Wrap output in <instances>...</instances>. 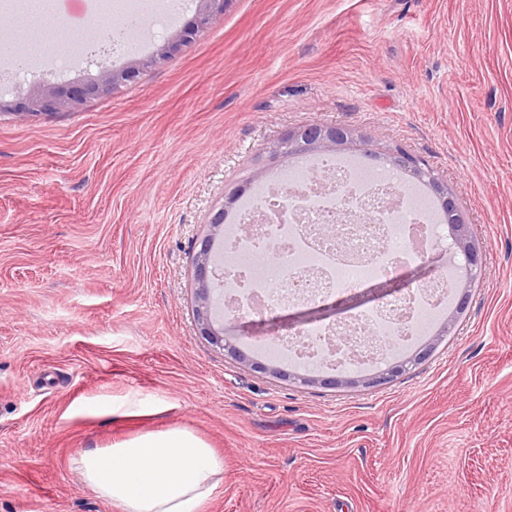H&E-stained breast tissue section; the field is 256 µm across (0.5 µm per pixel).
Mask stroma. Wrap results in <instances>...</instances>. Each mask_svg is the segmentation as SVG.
Masks as SVG:
<instances>
[{
  "label": "stroma",
  "mask_w": 512,
  "mask_h": 512,
  "mask_svg": "<svg viewBox=\"0 0 512 512\" xmlns=\"http://www.w3.org/2000/svg\"><path fill=\"white\" fill-rule=\"evenodd\" d=\"M56 2L47 31L116 22ZM316 123L421 157L484 246L436 352L376 387L283 381L272 330L240 362L193 321L208 214ZM172 427L224 461L204 512H512V0H234L115 93L0 114V512H122L80 456Z\"/></svg>",
  "instance_id": "35a3bbf8"
}]
</instances>
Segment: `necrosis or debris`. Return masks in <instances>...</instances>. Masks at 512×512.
Masks as SVG:
<instances>
[{
	"label": "necrosis or debris",
	"mask_w": 512,
	"mask_h": 512,
	"mask_svg": "<svg viewBox=\"0 0 512 512\" xmlns=\"http://www.w3.org/2000/svg\"><path fill=\"white\" fill-rule=\"evenodd\" d=\"M186 0H113L112 10L122 15L121 28L103 29V39L122 51L135 47L134 25L150 13L160 27L173 25ZM433 210L421 195L400 198L397 179L388 172H373L360 164L319 157L260 186L255 199L238 219L257 225L256 237L245 240L237 232L224 235L223 251L235 256L228 272L234 287L225 289L222 309L239 301L281 312L321 300L331 293L348 296L378 279L424 261L414 249L413 226H424L428 238L443 242L448 227L432 221ZM332 228L330 236L320 225ZM434 284L411 288L389 303L351 309L337 323L309 322L284 338L279 350L286 362L315 369H363L413 343L429 319L444 311L452 296L451 276L436 271ZM353 337L343 347V337Z\"/></svg>",
	"instance_id": "obj_1"
}]
</instances>
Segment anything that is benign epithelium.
<instances>
[{
	"mask_svg": "<svg viewBox=\"0 0 512 512\" xmlns=\"http://www.w3.org/2000/svg\"><path fill=\"white\" fill-rule=\"evenodd\" d=\"M232 2L233 0H195V12L192 19L181 29L164 37L156 45L151 55L133 59L121 70L104 67L99 70L97 76L84 81L64 84L40 82L33 85L21 97L11 101L0 100V112L14 114L71 112L80 108L89 98L111 94L121 86L136 81L142 71L174 58L182 47L190 43L200 32L220 22ZM356 140L364 142L366 138L361 134L355 135V132L349 128L334 124H310L287 132L275 146L274 155L286 162L299 153L335 154ZM379 158L390 168L407 175L409 180H428L438 195V202L445 216L448 221L453 223L452 244L455 253L466 261V274L462 278H455L452 284L454 294L458 296V299L454 309L448 315V323L451 324L463 314L469 292L482 275L484 269L482 242L474 236L471 225L467 223L461 212L455 194L448 188L447 181L400 147L384 150L379 154ZM245 192L244 188L236 189L234 193L225 198L224 205L208 217L206 224L209 226V232L201 239L200 249L196 253L194 261L195 306L193 317L197 331L211 345L228 350L238 358L243 357L242 351L227 343L224 338V329L215 327L214 303L218 294L226 288L227 283L224 281V273L220 272V266L211 254V245L215 240V235L224 232V212L228 211L238 196ZM395 292H400V289L394 288L391 282L385 281L373 285L366 294L340 298L330 303L323 302L318 305L296 307L292 313L288 314V326L296 330L301 325L326 316L336 309L345 312L352 307L371 301L382 303ZM439 342L440 339L435 338L401 364L382 369L365 377L340 374L322 380L314 376H298L296 380L307 385L321 382L333 387L336 385L373 387L386 384L404 370L407 364L430 355Z\"/></svg>",
	"mask_w": 512,
	"mask_h": 512,
	"instance_id": "7a95c632",
	"label": "benign epithelium"
}]
</instances>
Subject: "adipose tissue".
<instances>
[{"mask_svg":"<svg viewBox=\"0 0 512 512\" xmlns=\"http://www.w3.org/2000/svg\"><path fill=\"white\" fill-rule=\"evenodd\" d=\"M78 470L123 512H202L224 481L223 460L181 428L87 450Z\"/></svg>","mask_w":512,"mask_h":512,"instance_id":"adipose-tissue-1","label":"adipose tissue"}]
</instances>
